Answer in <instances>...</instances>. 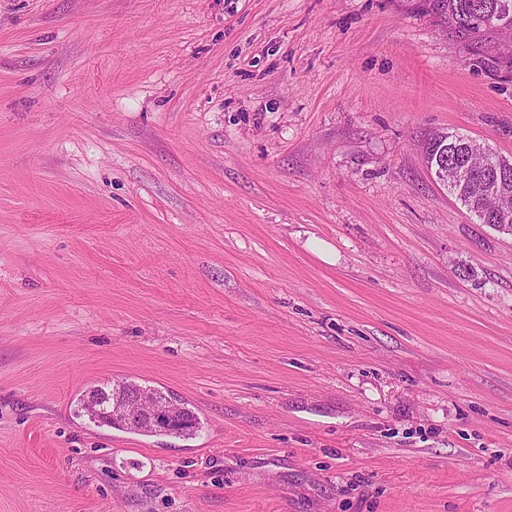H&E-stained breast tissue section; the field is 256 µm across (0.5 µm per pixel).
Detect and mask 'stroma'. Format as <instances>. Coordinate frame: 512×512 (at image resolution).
I'll list each match as a JSON object with an SVG mask.
<instances>
[{"instance_id":"stroma-1","label":"stroma","mask_w":512,"mask_h":512,"mask_svg":"<svg viewBox=\"0 0 512 512\" xmlns=\"http://www.w3.org/2000/svg\"><path fill=\"white\" fill-rule=\"evenodd\" d=\"M512 56L426 0H0V512H512ZM165 388L191 437L80 395ZM447 138V141H443ZM471 152H482L485 164L471 167L470 174L464 183L448 179V195L453 197L478 224H487L494 230L511 236L512 231V164L510 157L502 156L489 146L459 133L439 132L430 136L424 145L427 167L431 170L434 164L448 161V169L452 166H463L469 163ZM503 164H509L508 174L498 173ZM496 186L502 206L495 207V201L488 199V191ZM510 224V225H503ZM107 391L103 387L91 390L78 402V413L87 416L91 423L97 427H111L117 429L135 430L129 428L122 415L111 409L107 403L94 402V399L102 400Z\"/></svg>"}]
</instances>
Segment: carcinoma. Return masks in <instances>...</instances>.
Here are the masks:
<instances>
[{
    "mask_svg": "<svg viewBox=\"0 0 512 512\" xmlns=\"http://www.w3.org/2000/svg\"><path fill=\"white\" fill-rule=\"evenodd\" d=\"M434 14L444 18L455 30L464 35H475L485 30L512 29V0H430ZM481 152L485 164L470 168L463 183L448 181V195L453 197L479 224L509 235L512 233V169L500 174L509 157L502 156L481 142L459 133L439 132L430 136L424 145L427 166L442 161L448 166L469 163L470 153ZM106 390H91L79 399L78 413L87 416L98 427L128 428L122 415L101 402ZM200 428L193 411L181 402L171 409L169 421L149 430L156 435L190 437Z\"/></svg>",
    "mask_w": 512,
    "mask_h": 512,
    "instance_id": "obj_1",
    "label": "carcinoma"
}]
</instances>
